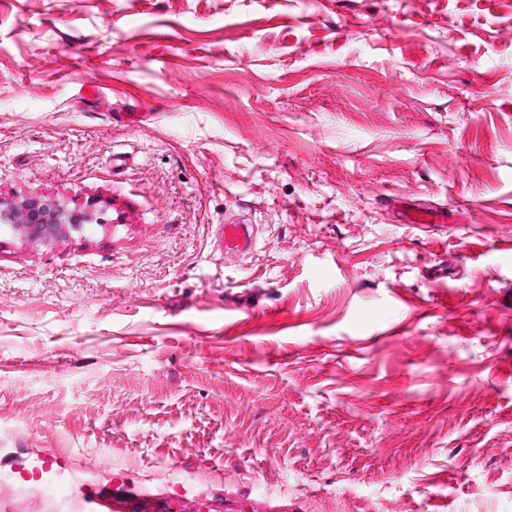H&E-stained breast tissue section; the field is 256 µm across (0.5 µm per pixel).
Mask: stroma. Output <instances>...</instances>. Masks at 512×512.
Wrapping results in <instances>:
<instances>
[{
    "label": "stroma",
    "mask_w": 512,
    "mask_h": 512,
    "mask_svg": "<svg viewBox=\"0 0 512 512\" xmlns=\"http://www.w3.org/2000/svg\"><path fill=\"white\" fill-rule=\"evenodd\" d=\"M34 196L0 512H512V0H0ZM96 202L69 210L56 200L30 197L6 205L0 202V223L23 235L28 241L48 244L66 237L85 224L100 223ZM399 216L404 224H444L448 221V213L446 211L438 212L425 206L402 210L399 212ZM254 232L250 224H225L224 253L232 256H246L254 247Z\"/></svg>",
    "instance_id": "35a3bbf8"
}]
</instances>
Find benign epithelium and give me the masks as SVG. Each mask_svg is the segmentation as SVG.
<instances>
[{"mask_svg": "<svg viewBox=\"0 0 512 512\" xmlns=\"http://www.w3.org/2000/svg\"><path fill=\"white\" fill-rule=\"evenodd\" d=\"M94 222H100V217L93 201L72 210L55 200L37 196L6 205L0 203V223L9 225L33 243L44 245L57 241Z\"/></svg>", "mask_w": 512, "mask_h": 512, "instance_id": "1", "label": "benign epithelium"}]
</instances>
